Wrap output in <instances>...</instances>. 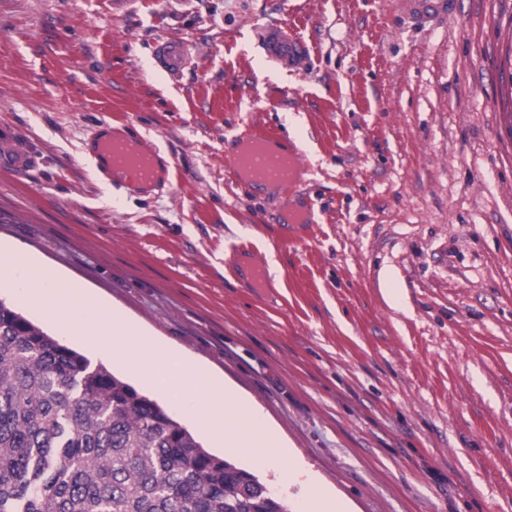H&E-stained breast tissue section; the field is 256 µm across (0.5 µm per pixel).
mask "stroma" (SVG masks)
<instances>
[{
	"label": "stroma",
	"mask_w": 512,
	"mask_h": 512,
	"mask_svg": "<svg viewBox=\"0 0 512 512\" xmlns=\"http://www.w3.org/2000/svg\"><path fill=\"white\" fill-rule=\"evenodd\" d=\"M430 30L398 0H0V130L40 151L0 169V242L109 302L223 377L279 440L257 461L0 285V300L157 400L289 512H512V0H455ZM291 25L309 59L264 56ZM162 39L189 45L176 76ZM117 120L175 161L141 198L86 140ZM297 143L316 224L243 189L224 141ZM275 266L272 287L247 268ZM400 294H383L380 276ZM258 40L267 58L289 70L300 67L308 56L305 40L292 30L288 34L280 26L265 27ZM152 56L157 67L169 75L181 73L188 61V45L182 40H163L156 42ZM289 215L296 216L298 223L284 224L281 227V235L287 241L300 240L308 233L310 224L313 223L312 206H295L294 210L289 211Z\"/></svg>",
	"instance_id": "35a3bbf8"
}]
</instances>
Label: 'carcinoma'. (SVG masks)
Here are the masks:
<instances>
[{
    "mask_svg": "<svg viewBox=\"0 0 512 512\" xmlns=\"http://www.w3.org/2000/svg\"><path fill=\"white\" fill-rule=\"evenodd\" d=\"M0 512H288L158 402L0 301Z\"/></svg>",
    "mask_w": 512,
    "mask_h": 512,
    "instance_id": "obj_1",
    "label": "carcinoma"
}]
</instances>
